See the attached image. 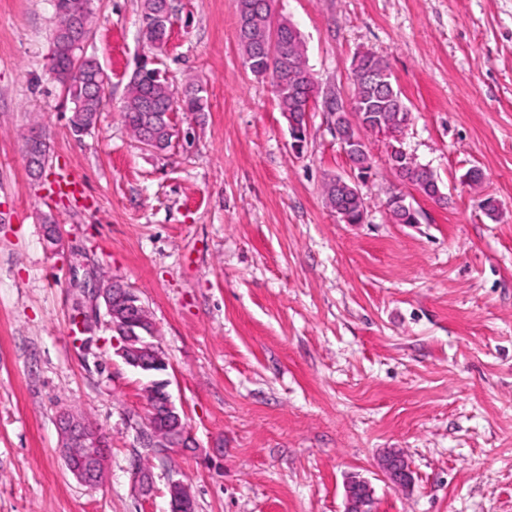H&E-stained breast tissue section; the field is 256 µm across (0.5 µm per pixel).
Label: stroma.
Masks as SVG:
<instances>
[{
    "instance_id": "1",
    "label": "stroma",
    "mask_w": 512,
    "mask_h": 512,
    "mask_svg": "<svg viewBox=\"0 0 512 512\" xmlns=\"http://www.w3.org/2000/svg\"><path fill=\"white\" fill-rule=\"evenodd\" d=\"M94 6L85 52L110 84L78 137L48 77L50 0H0V512H170L174 481L195 512H344L353 476L375 512H512V0H273L321 96L351 92L359 53L388 64L411 112L397 142L448 197L403 189L389 136L370 133L359 224L323 196L350 168L333 117L316 106L292 149L273 86L244 62L237 0H172L158 51L141 0ZM144 54L175 88L208 90L206 111L173 116L190 140L163 151L123 119ZM31 130L49 146L38 177ZM471 169L481 188L462 183ZM61 173L84 198L55 194ZM401 189L419 223L390 219ZM47 224L62 234L53 251ZM96 277L146 306L191 447L142 448L147 379L116 355L85 292ZM65 412L107 439L100 486L65 466ZM390 449L411 483L380 471Z\"/></svg>"
}]
</instances>
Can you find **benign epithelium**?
I'll return each mask as SVG.
<instances>
[{
    "label": "benign epithelium",
    "instance_id": "benign-epithelium-1",
    "mask_svg": "<svg viewBox=\"0 0 512 512\" xmlns=\"http://www.w3.org/2000/svg\"><path fill=\"white\" fill-rule=\"evenodd\" d=\"M389 66L373 58L363 69L352 66L355 78L374 83L387 81ZM335 130L344 154L366 151L365 142L345 131V116L335 112ZM350 172L336 177L339 186L348 192L361 194L363 173ZM94 302H102L112 331L116 333L113 347L116 354L135 370L151 377L148 385L153 398L148 409V428L141 432L142 447L161 454L170 448L189 447V436L180 411L167 391L168 381L161 375L168 369V361L156 343V327L140 298L117 281L95 282L89 288ZM61 452L69 472L81 482L97 486L103 480L106 466L104 434L88 421L72 413L59 418ZM385 477L395 485L406 484L411 468L404 454L386 453L380 461ZM170 512H194V499L180 482L169 486ZM345 512H374V490L363 479L353 478L345 488Z\"/></svg>",
    "mask_w": 512,
    "mask_h": 512
}]
</instances>
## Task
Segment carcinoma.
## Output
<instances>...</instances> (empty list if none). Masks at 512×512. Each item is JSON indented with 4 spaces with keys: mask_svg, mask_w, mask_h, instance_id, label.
I'll return each instance as SVG.
<instances>
[{
    "mask_svg": "<svg viewBox=\"0 0 512 512\" xmlns=\"http://www.w3.org/2000/svg\"><path fill=\"white\" fill-rule=\"evenodd\" d=\"M262 0H238L239 29L238 37L244 50L245 63L258 77L267 78L275 88L279 108L284 118L303 122L313 109L315 100L314 82L305 78L310 73L304 53H293L292 61L276 62L268 66L265 61V47L275 45L277 50L288 52V47L299 40L295 26L285 18H275L268 8L261 5ZM172 6L170 0H143L142 31L147 41L156 38V34L168 35L171 25ZM61 26H56L52 38V52L55 59V71L63 74L75 67L82 70L85 87L76 90L63 79H55L63 89L66 98L72 104L71 127L76 135L85 130L97 119L106 94V83L100 76V70L86 60L80 59L72 44L60 34ZM293 66L303 78L288 79V66ZM207 89L201 83L186 90L184 104L189 112H203L207 107ZM173 98L171 84L163 76L143 77L135 70L129 78L123 106L126 123L132 136L139 142L150 139L155 141L159 150L166 149L172 141L169 132V119L166 113ZM350 102L362 104L383 116L384 122L394 123L397 115L408 111L401 92H382L362 80L353 82ZM404 184L429 198L435 197L438 187L434 174L412 161L404 162L395 172ZM326 200L340 203L351 214V221L360 216L361 201L352 195L336 197V183L329 181L324 186Z\"/></svg>",
    "mask_w": 512,
    "mask_h": 512,
    "instance_id": "obj_1",
    "label": "carcinoma"
}]
</instances>
